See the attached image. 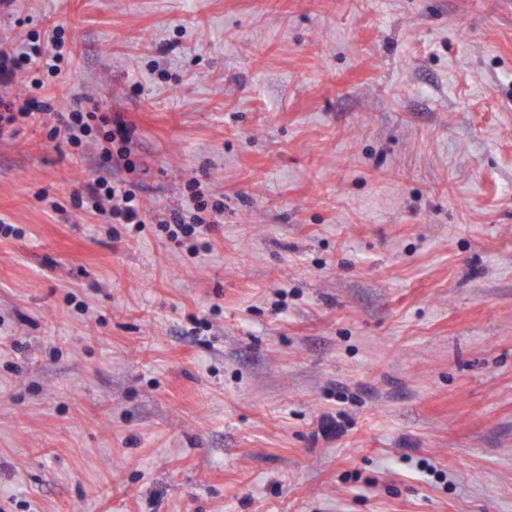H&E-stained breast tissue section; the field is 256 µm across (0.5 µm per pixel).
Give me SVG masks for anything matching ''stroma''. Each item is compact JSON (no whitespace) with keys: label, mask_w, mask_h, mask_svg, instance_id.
Returning a JSON list of instances; mask_svg holds the SVG:
<instances>
[{"label":"stroma","mask_w":512,"mask_h":512,"mask_svg":"<svg viewBox=\"0 0 512 512\" xmlns=\"http://www.w3.org/2000/svg\"><path fill=\"white\" fill-rule=\"evenodd\" d=\"M7 88L134 171L0 138V512H512V0H12ZM189 179L191 255L78 211ZM62 45L52 43L54 52L39 45H27L19 49L13 45H0V87L12 86L25 70L35 68L54 72L61 58ZM114 128L106 131L102 138L93 139L94 144L99 151V154L106 160L107 163L112 164V159L122 162L126 169L133 167L130 162V143L132 141V130L124 123H114ZM118 142L120 147L114 153V146L112 144ZM138 186L126 181L112 185L107 179H96L88 183L83 193L77 192L74 201L77 208H86L96 214L106 216V223L131 224L135 232H140L143 206L137 194ZM201 183L196 179L188 181L189 204L182 211L157 212L154 214V223L167 234L171 240H178L182 244L190 242L188 250L192 255L206 251L209 245L206 242L198 244L199 240L214 230L215 224H222L221 216L224 209L217 205L209 206L205 195L200 189Z\"/></svg>","instance_id":"stroma-1"}]
</instances>
